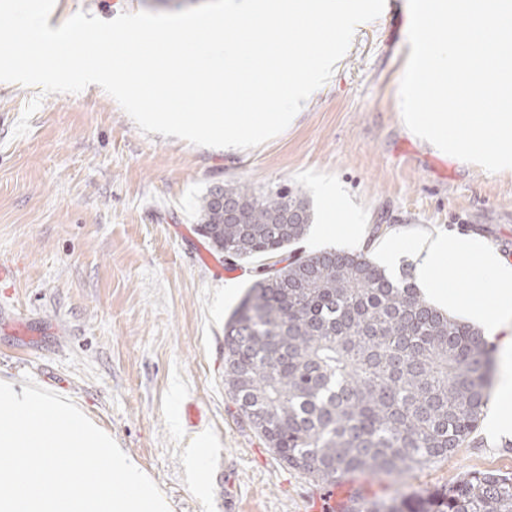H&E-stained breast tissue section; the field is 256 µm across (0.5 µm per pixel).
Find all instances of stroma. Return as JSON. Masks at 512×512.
<instances>
[{
	"label": "stroma",
	"mask_w": 512,
	"mask_h": 512,
	"mask_svg": "<svg viewBox=\"0 0 512 512\" xmlns=\"http://www.w3.org/2000/svg\"><path fill=\"white\" fill-rule=\"evenodd\" d=\"M359 26L331 82L295 121L237 153L142 133L91 85L77 94L0 82V381L70 397L162 491L169 512H306L317 484L288 468L224 388V325L255 265L214 272L196 254L201 198L285 185L316 223L351 203L387 225L415 269L414 238L470 232L512 261V169L463 162L404 124L408 0ZM156 0H55L51 28L157 12ZM401 477L358 475L365 499H414L474 470L512 473V438ZM202 467L194 461L199 448Z\"/></svg>",
	"instance_id": "stroma-1"
}]
</instances>
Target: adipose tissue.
<instances>
[{
    "label": "adipose tissue",
    "mask_w": 512,
    "mask_h": 512,
    "mask_svg": "<svg viewBox=\"0 0 512 512\" xmlns=\"http://www.w3.org/2000/svg\"><path fill=\"white\" fill-rule=\"evenodd\" d=\"M416 258L417 284L440 308L485 327L497 336L504 352L512 351V262L481 237L462 232L447 236L421 234L417 238ZM474 265L491 274L499 289L495 304L486 305L478 294H463L442 283V275L456 278Z\"/></svg>",
    "instance_id": "obj_1"
}]
</instances>
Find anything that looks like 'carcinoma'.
<instances>
[{"mask_svg": "<svg viewBox=\"0 0 512 512\" xmlns=\"http://www.w3.org/2000/svg\"><path fill=\"white\" fill-rule=\"evenodd\" d=\"M198 231L263 267L224 327V388L289 468L322 484L403 475L474 442L493 345L426 302L412 275L330 248L283 257L313 223L286 188L212 187ZM344 512H512V474L472 471L417 500L352 497Z\"/></svg>", "mask_w": 512, "mask_h": 512, "instance_id": "cac0c4a2", "label": "carcinoma"}]
</instances>
